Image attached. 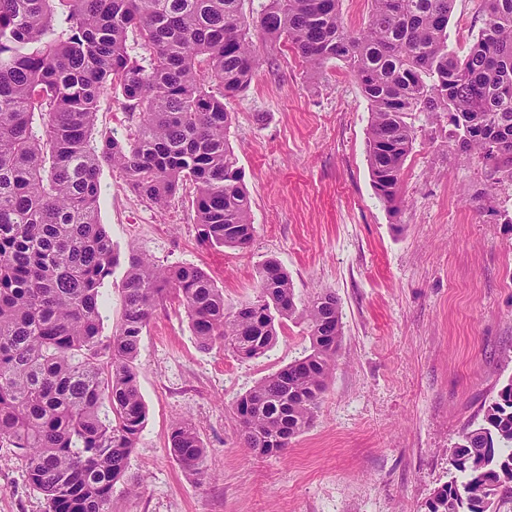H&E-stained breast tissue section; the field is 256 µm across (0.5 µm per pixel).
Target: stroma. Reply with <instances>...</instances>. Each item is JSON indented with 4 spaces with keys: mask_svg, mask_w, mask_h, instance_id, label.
Wrapping results in <instances>:
<instances>
[{
    "mask_svg": "<svg viewBox=\"0 0 512 512\" xmlns=\"http://www.w3.org/2000/svg\"><path fill=\"white\" fill-rule=\"evenodd\" d=\"M481 18L482 0H455L449 48L465 54ZM258 52L249 89L227 102L251 244L202 245L192 187L160 207L108 165L99 218L120 257L196 265L230 308L254 296L255 272L271 258L298 300L334 294L343 313L336 367L310 428L285 453L256 456L240 438L236 403L301 356L304 325L286 322L271 351L242 360L201 350L184 309L158 307L135 360L147 415L128 473L143 489L132 496L115 486L112 512H427L454 475L449 448L512 379V180L464 160L447 124L422 114L401 202L389 210L372 186L370 111L354 75L332 63L312 76L268 43ZM485 189L497 214L479 207ZM180 421L207 450L203 474L171 451ZM0 512H47L14 448L0 447Z\"/></svg>",
    "mask_w": 512,
    "mask_h": 512,
    "instance_id": "stroma-1",
    "label": "stroma"
}]
</instances>
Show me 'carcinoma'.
I'll return each mask as SVG.
<instances>
[{
	"instance_id": "1",
	"label": "carcinoma",
	"mask_w": 512,
	"mask_h": 512,
	"mask_svg": "<svg viewBox=\"0 0 512 512\" xmlns=\"http://www.w3.org/2000/svg\"><path fill=\"white\" fill-rule=\"evenodd\" d=\"M455 0H368L359 29L341 0H0V443L21 451L29 484L48 512H111L127 477L146 408L133 361L158 305L175 300L200 348L241 359L266 354L287 319L310 346L237 402L241 436L274 456L310 427L343 335L331 293L301 304L275 260L256 295L233 311L204 270L161 268L128 257L123 313L102 335V288L117 257L99 219L102 163L130 188L165 204L186 184L198 240L247 247L251 200L227 138L226 101L250 86L254 37L290 50L307 71L343 63L371 110L367 158L379 200L397 209L416 129L409 117L441 116L465 158L512 176V0H484L483 24L465 55L448 48ZM135 34L148 54L129 52ZM115 94L135 118L125 142L89 146L101 100ZM170 448L202 469L197 432L178 422ZM466 493L438 487L427 512H501L512 504V379L481 423L450 450Z\"/></svg>"
}]
</instances>
